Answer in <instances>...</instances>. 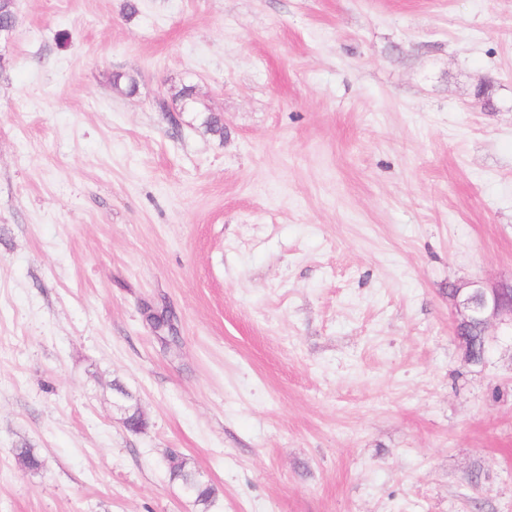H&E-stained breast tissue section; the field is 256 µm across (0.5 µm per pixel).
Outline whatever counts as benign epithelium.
<instances>
[{"label": "benign epithelium", "mask_w": 512, "mask_h": 512, "mask_svg": "<svg viewBox=\"0 0 512 512\" xmlns=\"http://www.w3.org/2000/svg\"><path fill=\"white\" fill-rule=\"evenodd\" d=\"M452 297L456 308V335L472 323L478 322L483 328L493 321L512 325V282L487 288L477 282L455 285Z\"/></svg>", "instance_id": "1"}]
</instances>
